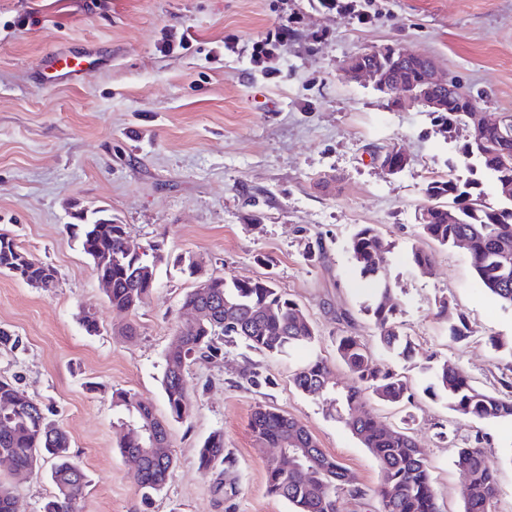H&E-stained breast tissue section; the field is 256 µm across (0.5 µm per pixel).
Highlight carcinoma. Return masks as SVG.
I'll return each mask as SVG.
<instances>
[{
	"label": "carcinoma",
	"instance_id": "cac0c4a2",
	"mask_svg": "<svg viewBox=\"0 0 512 512\" xmlns=\"http://www.w3.org/2000/svg\"><path fill=\"white\" fill-rule=\"evenodd\" d=\"M385 72L396 84H415L422 75L423 58L400 60L381 51L362 58ZM443 124L473 127L474 120L454 104L439 113ZM496 122L486 125L479 136H470L464 146L463 164L471 171L480 167L492 181H512V133L505 134L497 122L512 127V114L500 113ZM428 204L421 208L427 218L419 225L426 237L441 246L469 242V256L483 288L504 304L512 306V202L487 200L482 183L461 179L454 173L427 184ZM79 243L90 258L98 279L108 280L106 297L112 307L127 312L140 308L153 293L157 268L164 256L151 249L149 254L131 251L124 225L101 215L81 228ZM348 248L361 276L378 286V295L367 307L381 347L409 358L412 344L400 335L396 307L389 303L387 280L389 245L372 225L357 229ZM6 269L22 281L50 288L56 269L32 259L13 235L0 230V270ZM206 288H193L182 298L181 308L198 309L203 318L194 326L182 328L164 359L162 388L169 412L184 419L192 411L188 369L196 361L224 355V341H241L255 352L279 357L297 347L314 348L316 330L299 304L287 297L268 279L226 280L208 277ZM449 336L454 342L469 337L466 318L459 313L448 319ZM336 355L356 380L343 397V421L378 462L382 480L376 490L380 512H439L429 465L408 428L388 429L369 407L376 400L398 406L414 398L407 378L395 369L375 361L372 351L353 334L336 337ZM331 367L319 354L312 355L293 373V385L313 398L330 393ZM503 392L489 393L475 386L459 367L444 361L432 373L426 388L431 395L443 396L449 409L471 419L512 421V376H501ZM0 456L12 462L11 478L0 480V512H14V486L32 477L41 461H53L51 480L54 495L40 512H79L78 503L87 484L85 470L70 453L66 431L48 419L45 409L14 382L0 379ZM115 406L128 413L121 424L118 448L128 455L149 445L153 430L168 438L166 423L152 407L128 393H119ZM255 440L270 448H284L301 459L300 468L288 473L271 460L267 462L269 491L291 505L293 512H337L336 494L344 492L362 498L367 490L334 458L319 448L316 440L296 418L266 406H257L250 418ZM455 465L465 470L469 484L462 492L461 512H493L498 493L494 471L486 461L480 438L475 444L455 449ZM218 463L233 464L224 453V434L211 435L198 451V468L207 473ZM173 467L168 456L160 463L146 456L134 480L146 498L164 488Z\"/></svg>",
	"mask_w": 512,
	"mask_h": 512
}]
</instances>
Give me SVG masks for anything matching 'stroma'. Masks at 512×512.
Segmentation results:
<instances>
[{"mask_svg":"<svg viewBox=\"0 0 512 512\" xmlns=\"http://www.w3.org/2000/svg\"><path fill=\"white\" fill-rule=\"evenodd\" d=\"M279 27L287 37L267 46ZM87 47L88 75L42 83L47 52ZM387 47L433 60L483 111L512 113V0H356L330 9L319 0H0V229L57 270L48 290L0 271V329L21 339L18 350H0V378L16 381L68 433L88 475L79 512H291L267 492L272 451L249 429L259 405L301 421L367 489L361 499L340 495L339 512L379 510L374 456L329 403L292 384L304 351L267 357L225 343L222 358L191 365L193 412L171 419L164 357L190 321L181 298L194 286L174 261L191 255L203 275L268 278L295 299L316 327L315 350L336 393L355 383L336 358L341 331L404 369L413 404L370 407L391 427L413 415L442 512H460L465 477L453 450L478 435L497 475L495 512H512V422L460 417L426 392L444 360L489 392L512 368V307L480 285L465 248L438 245L417 222L428 182L452 169L466 175L470 130L444 129L436 114L392 105L345 76L348 56ZM391 146L407 157L394 174L376 160ZM101 209L134 245L166 258L137 311L112 308L80 248L79 223ZM365 224L390 245L397 321L415 345L408 361L376 345L372 285L348 249ZM416 248L429 253L432 274L414 268ZM442 299L466 314L467 341L450 340ZM87 309L97 333L81 324ZM116 391L168 423L174 466L148 500L117 446ZM216 432L235 464L200 473L198 450Z\"/></svg>","mask_w":512,"mask_h":512,"instance_id":"1","label":"stroma"}]
</instances>
